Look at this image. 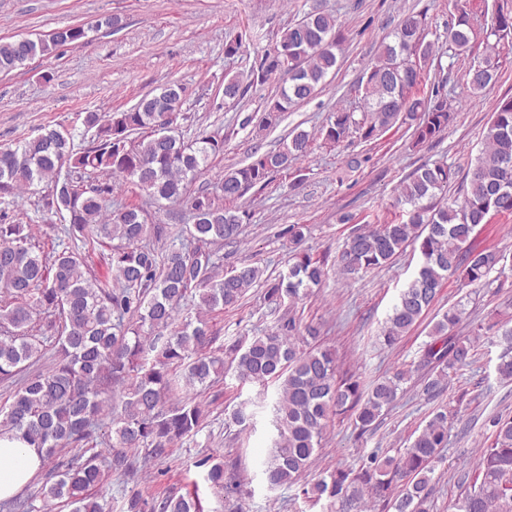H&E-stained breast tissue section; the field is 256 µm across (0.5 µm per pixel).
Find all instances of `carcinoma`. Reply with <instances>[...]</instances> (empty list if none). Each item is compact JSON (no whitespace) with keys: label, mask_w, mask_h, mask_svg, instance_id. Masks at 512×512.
I'll list each match as a JSON object with an SVG mask.
<instances>
[{"label":"carcinoma","mask_w":512,"mask_h":512,"mask_svg":"<svg viewBox=\"0 0 512 512\" xmlns=\"http://www.w3.org/2000/svg\"><path fill=\"white\" fill-rule=\"evenodd\" d=\"M449 50L460 55L478 42L486 53L473 58L467 72L471 90L491 89L500 68V43L512 41V8L499 4L489 19H478L470 0H455L446 26ZM382 41L376 61L356 87L361 118L340 109L313 134L294 128L279 149H254L248 162L206 178L224 153L214 135L186 139L179 132L186 88L172 83L143 96L123 112H87L82 118L94 138L75 149L74 129L45 125L30 138L0 146V377L13 378L39 362L52 347L47 369L22 379L11 402L0 405V439H19L41 452L42 460L67 447L85 453L52 474L42 487L45 499H61L71 512H107L103 493L108 474L127 473L135 459L158 456L199 431L203 408L192 398L169 404L179 386L190 393L224 377V356L211 349L219 331L212 316L237 304L254 287L277 307L320 287L327 259L301 248L308 228L285 229L294 245L288 272L270 280L247 262L221 272L226 243H234L250 213L242 203L248 190L265 188L275 175L296 169L314 142L330 148L355 135L367 142L395 125L412 129V146L442 139L453 120L446 84L428 97L414 89L433 53L426 40V15L403 16ZM67 38H26L0 42V72L11 71L37 55L48 58L77 44ZM346 40L337 17L314 6L288 25L245 73L224 77V100L237 102L255 85L279 84L267 106L264 124L275 125L295 105L316 97L336 71ZM286 48L288 57L276 55ZM170 114V126L155 128L156 111ZM512 97L498 101L488 120L484 145L465 175L463 197H447L459 170L446 161L425 163L400 184L396 203L408 206L407 219L371 229L357 228L337 256L344 277L379 268L412 245L421 264L387 315L383 337L392 345L434 304L443 283L456 277L469 284L487 282L502 260L489 248L473 246V233L488 223L492 204L512 198ZM204 179L197 190L191 185ZM42 184L46 212L69 217L64 239L50 245L36 238L14 210L15 198L36 194ZM131 185L162 209L184 204L199 211L187 234L147 222L143 204L116 202L114 192ZM167 241L161 251L155 244ZM196 316L183 314L188 304ZM465 315L457 304L443 312L429 332L419 367L428 370L423 391L439 394L450 375L473 363V342L455 334ZM293 317L276 330L233 345L240 382L278 383L274 442L262 461L270 487L295 483L321 447L330 416H355L363 431L376 424L398 399L406 371L372 381L337 374L336 357L327 348L305 345ZM498 379L512 382V347L499 356ZM459 416L456 407L434 413L410 445L395 456L371 453L358 468H338L304 490L307 498L327 501L330 512H367L376 502L382 512H433L432 475L448 446V431ZM491 443L480 449L473 466L457 483L448 512H512V419L496 416ZM206 479L230 489L224 462L209 458ZM402 489L390 490L396 483ZM151 512H202L197 496H167Z\"/></svg>","instance_id":"cac0c4a2"}]
</instances>
